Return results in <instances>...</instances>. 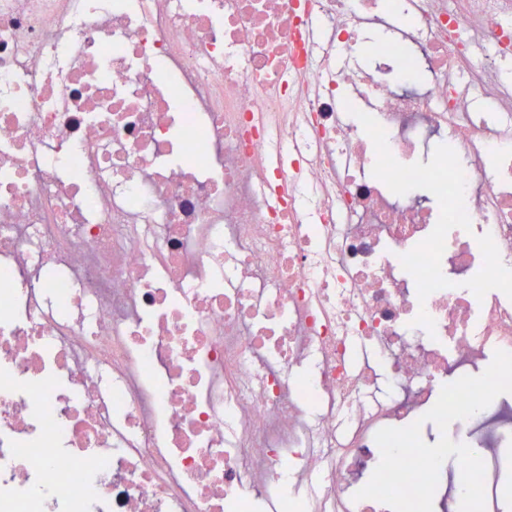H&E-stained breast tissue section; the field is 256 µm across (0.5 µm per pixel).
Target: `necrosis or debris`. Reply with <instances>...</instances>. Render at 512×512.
Listing matches in <instances>:
<instances>
[{
	"instance_id": "necrosis-or-debris-1",
	"label": "necrosis or debris",
	"mask_w": 512,
	"mask_h": 512,
	"mask_svg": "<svg viewBox=\"0 0 512 512\" xmlns=\"http://www.w3.org/2000/svg\"><path fill=\"white\" fill-rule=\"evenodd\" d=\"M374 16L0 0V512H390L376 433L512 352V0H406L413 93L306 38ZM461 426L500 512L512 401Z\"/></svg>"
}]
</instances>
